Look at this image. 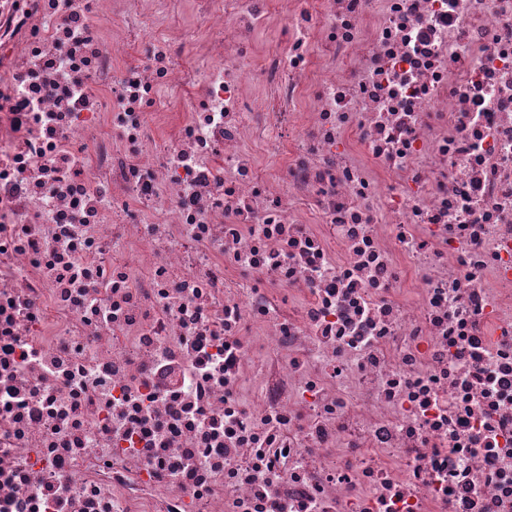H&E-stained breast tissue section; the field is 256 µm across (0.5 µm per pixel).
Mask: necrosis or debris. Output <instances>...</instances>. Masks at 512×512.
Segmentation results:
<instances>
[{"instance_id":"necrosis-or-debris-1","label":"necrosis or debris","mask_w":512,"mask_h":512,"mask_svg":"<svg viewBox=\"0 0 512 512\" xmlns=\"http://www.w3.org/2000/svg\"><path fill=\"white\" fill-rule=\"evenodd\" d=\"M0 512H512V0H0Z\"/></svg>"}]
</instances>
